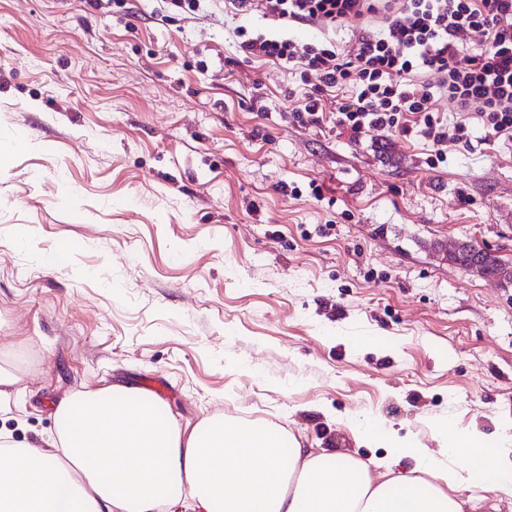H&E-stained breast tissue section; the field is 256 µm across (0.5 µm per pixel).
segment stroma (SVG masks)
Instances as JSON below:
<instances>
[{
  "label": "stroma",
  "mask_w": 512,
  "mask_h": 512,
  "mask_svg": "<svg viewBox=\"0 0 512 512\" xmlns=\"http://www.w3.org/2000/svg\"><path fill=\"white\" fill-rule=\"evenodd\" d=\"M201 0H0V439L40 443L77 390L146 391L180 426L220 415L385 457L359 420L424 448L438 422L512 442V283L432 254L512 262V138L444 162L417 131L294 113L318 80L242 58ZM25 138L23 152L10 144ZM380 345L355 346L360 337ZM465 512H512L466 485ZM466 243L468 242L456 240H448V242L435 241L431 244V248L434 253L439 256L442 255L443 258L449 263L457 265L459 268L462 267L465 271H470L482 275L476 266L473 268H471V266L477 263H483L489 275L495 273L493 276L487 277L496 279L500 282L505 281L508 283V281H511L512 270L509 266L502 267L496 272L498 265H505L502 258H500V256H498L495 252H491L488 249L480 247L472 242L470 247L466 249L465 253H462L461 257L459 258L461 263L460 266L459 263H457L454 259L456 256L460 255L462 250H464V245ZM496 262H498V264Z\"/></svg>",
  "instance_id": "35a3bbf8"
}]
</instances>
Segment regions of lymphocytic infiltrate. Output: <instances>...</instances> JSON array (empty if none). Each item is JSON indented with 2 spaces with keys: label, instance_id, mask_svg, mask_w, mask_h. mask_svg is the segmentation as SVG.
<instances>
[{
  "label": "lymphocytic infiltrate",
  "instance_id": "1",
  "mask_svg": "<svg viewBox=\"0 0 512 512\" xmlns=\"http://www.w3.org/2000/svg\"><path fill=\"white\" fill-rule=\"evenodd\" d=\"M236 14L254 13L288 22L319 26L322 39L301 43L240 28L245 57L273 60L316 75L297 119L318 121L324 95L358 86L356 97L337 103V120L352 133L381 127L409 133L420 127L437 145L469 137L468 121L448 127L428 108L437 96L455 112H472L488 137L512 138V0H228ZM350 19L361 21L349 59H341L330 31ZM477 51H469V44ZM438 76L434 89L421 76Z\"/></svg>",
  "mask_w": 512,
  "mask_h": 512
}]
</instances>
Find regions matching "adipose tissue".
<instances>
[{
    "label": "adipose tissue",
    "instance_id": "ef3b65f1",
    "mask_svg": "<svg viewBox=\"0 0 512 512\" xmlns=\"http://www.w3.org/2000/svg\"><path fill=\"white\" fill-rule=\"evenodd\" d=\"M49 447L28 445L0 459V512H463L448 486L476 484L512 495V449L496 463L483 435L437 425L445 444L421 447L383 423L362 421L387 448L386 464L324 452L287 439L275 425L227 427L204 418L182 430L132 389L77 391L55 408ZM289 450H282L283 441ZM432 482H425V475Z\"/></svg>",
    "mask_w": 512,
    "mask_h": 512
}]
</instances>
